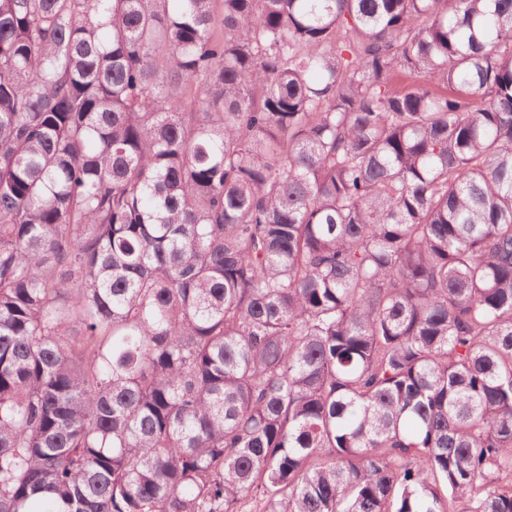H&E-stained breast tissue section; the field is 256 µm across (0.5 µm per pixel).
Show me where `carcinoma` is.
<instances>
[{
	"label": "carcinoma",
	"mask_w": 512,
	"mask_h": 512,
	"mask_svg": "<svg viewBox=\"0 0 512 512\" xmlns=\"http://www.w3.org/2000/svg\"><path fill=\"white\" fill-rule=\"evenodd\" d=\"M0 512H512V0H0Z\"/></svg>",
	"instance_id": "cac0c4a2"
}]
</instances>
